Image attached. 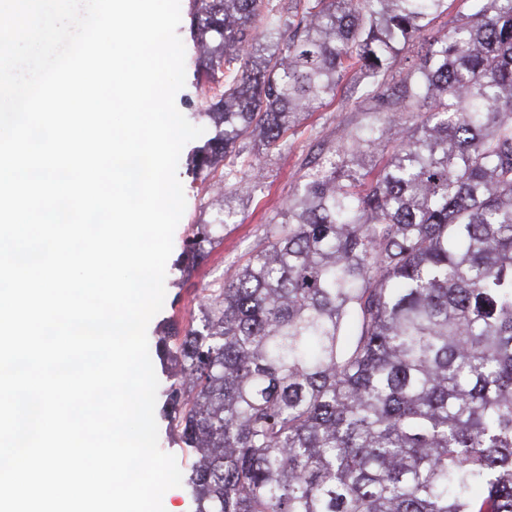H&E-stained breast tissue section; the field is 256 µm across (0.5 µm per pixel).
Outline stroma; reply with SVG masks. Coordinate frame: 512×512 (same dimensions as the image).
I'll return each mask as SVG.
<instances>
[{
	"instance_id": "35a3bbf8",
	"label": "stroma",
	"mask_w": 512,
	"mask_h": 512,
	"mask_svg": "<svg viewBox=\"0 0 512 512\" xmlns=\"http://www.w3.org/2000/svg\"><path fill=\"white\" fill-rule=\"evenodd\" d=\"M178 34L186 50V83L176 95V105L184 116L189 117L206 109L200 92L204 79L196 65V50L188 20H181ZM360 118V113L351 111L339 97L303 115L285 146L261 156V177L266 185L264 194L252 198L242 193L232 196L233 216L224 226L223 243L213 249L206 261L190 267L178 264L183 241L195 225L211 219L221 198L213 190L211 181L196 177L187 162L196 148L195 143L184 146L177 175L184 189L186 208L175 229L173 250L166 265L164 305L148 325V338L162 333L171 335L199 322L204 288L224 280L260 249L268 221L306 174L309 160L321 150L337 144L344 128Z\"/></svg>"
}]
</instances>
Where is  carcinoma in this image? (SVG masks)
<instances>
[{"mask_svg":"<svg viewBox=\"0 0 512 512\" xmlns=\"http://www.w3.org/2000/svg\"><path fill=\"white\" fill-rule=\"evenodd\" d=\"M453 2L191 0L199 68L223 79L197 172L222 162L251 197L255 146L349 74L366 104L163 345L195 512H512V0L434 30ZM229 215L184 240L191 265Z\"/></svg>","mask_w":512,"mask_h":512,"instance_id":"1","label":"carcinoma"}]
</instances>
